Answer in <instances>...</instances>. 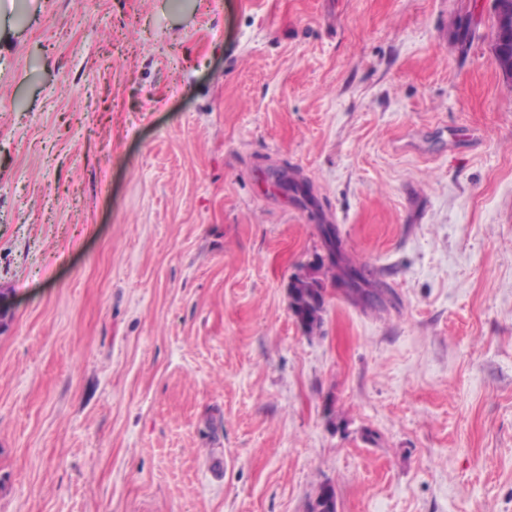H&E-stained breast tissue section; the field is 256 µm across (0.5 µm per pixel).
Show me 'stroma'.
<instances>
[{"label": "stroma", "mask_w": 512, "mask_h": 512, "mask_svg": "<svg viewBox=\"0 0 512 512\" xmlns=\"http://www.w3.org/2000/svg\"><path fill=\"white\" fill-rule=\"evenodd\" d=\"M491 5L0 0V512H512ZM321 269L322 266H317L305 274L294 275L295 283H288L290 309L303 316L302 328L309 333L321 324L325 304L324 281L318 276ZM303 275L308 277V281L299 279Z\"/></svg>", "instance_id": "obj_1"}]
</instances>
